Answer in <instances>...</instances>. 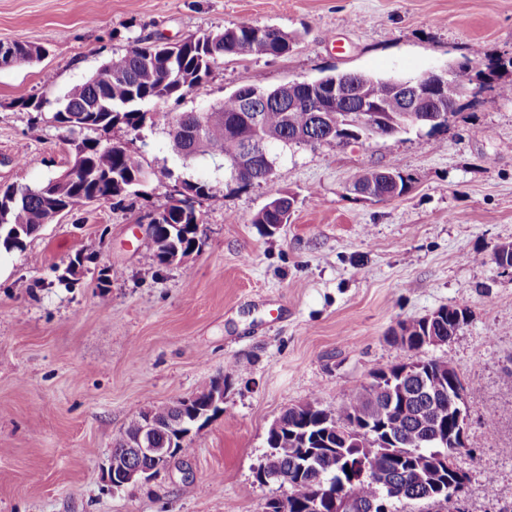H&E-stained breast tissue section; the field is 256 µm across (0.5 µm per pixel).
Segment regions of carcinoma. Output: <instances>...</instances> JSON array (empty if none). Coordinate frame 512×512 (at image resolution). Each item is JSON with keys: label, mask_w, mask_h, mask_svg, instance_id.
<instances>
[{"label": "carcinoma", "mask_w": 512, "mask_h": 512, "mask_svg": "<svg viewBox=\"0 0 512 512\" xmlns=\"http://www.w3.org/2000/svg\"><path fill=\"white\" fill-rule=\"evenodd\" d=\"M296 34L268 25L241 24L224 30L210 32L199 37L190 36L178 52L168 61L153 53V43L138 40L125 53L111 58L103 72L106 79L90 77L87 81L70 88L64 97L55 101L40 97L23 102V106L35 112H43L49 103L55 104L53 121L66 132L81 129L83 143L88 150L86 167L77 170L76 179L55 187L49 192L48 184L37 187L0 188V249L7 252L21 248L26 240L38 235L52 209H62L79 198L97 199L108 203L122 202L137 194L143 176L144 163L141 155L122 142H104L87 136L89 132H107L117 125H124L133 132L145 125L155 124L154 113L147 106L169 99H181L194 87L211 75L213 69L227 56L254 58L281 56L298 44ZM39 46L29 42L0 43V68L10 64H32L40 61ZM393 77L371 76L365 83L353 76L349 78L348 91L356 97L385 100L390 93ZM315 133L329 140L336 139V113L325 112L319 116L304 108L288 109V104L276 98V90L256 86H243L224 97V100L195 112H185L178 122V130L168 131L169 147L175 155L185 153L187 162L196 163L207 157L225 161L264 146L310 145L306 135ZM271 171L265 166L263 154L255 153L248 184L267 180ZM360 180L383 193H390L395 185L387 182L378 170H367ZM273 198L253 217L252 223L266 228L281 225L280 207ZM199 211L184 214L182 207L169 204L159 226L145 238L159 264L165 257L175 254L183 258L200 244ZM467 315L464 306L450 307L449 315L434 326L435 334L448 336L455 329L452 316ZM411 397L405 407L398 410L400 422L393 432L399 448H414L434 459L457 453L452 446L437 448L431 437L434 425L420 419L423 409L443 415V425H448V400L442 392H432L425 382L409 380ZM211 389L200 391L195 400L197 406L183 407L178 403L154 406L141 411L133 418L126 434L135 436L141 424L152 420L157 431L153 446L170 448L179 445L178 433L194 429L223 412L220 406L208 408ZM377 406L365 399L358 391L348 398L343 417L336 419L315 402H305L286 410L278 419L280 433L268 432L269 448H281L283 452L267 459L269 471L286 479L297 472L300 458L293 449L307 443L316 448L323 441L327 427L337 425L351 430L354 439L361 442L365 454L371 456L370 467L396 479L403 488L405 501H426L425 486L414 479V465L396 466L385 453L378 451L376 433L381 422L376 416ZM317 468H311L302 480L288 487V496L282 502L281 512H299V506L308 500L320 483L336 472V457L322 454L315 457ZM351 500L367 504L378 500L383 492L371 478L356 482L347 489Z\"/></svg>", "instance_id": "carcinoma-1"}]
</instances>
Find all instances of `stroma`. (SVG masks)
Listing matches in <instances>:
<instances>
[{"mask_svg":"<svg viewBox=\"0 0 512 512\" xmlns=\"http://www.w3.org/2000/svg\"><path fill=\"white\" fill-rule=\"evenodd\" d=\"M245 23L300 41L283 56L225 58L158 111H196L245 85L415 77L465 61L476 72L512 56V0H0V42L46 50L0 68V185L38 186L72 158L51 112L21 100L63 97L136 40ZM106 137L144 155L140 194L77 206L0 254V512H262L286 492L256 478L286 409L315 401L341 415L374 368L434 358L476 389L455 458L463 512H512V273L493 261L512 242V99L496 83L433 131L277 148L271 178L249 186L183 164L165 126ZM393 164L411 180L404 196L351 192L364 170ZM178 180L208 186L202 243L160 267L145 227ZM281 194L294 209L270 234L251 218ZM455 305L468 320L447 343L412 353L390 341L398 323ZM214 381L224 410L189 449L113 489L105 470L129 421Z\"/></svg>","mask_w":512,"mask_h":512,"instance_id":"stroma-1","label":"stroma"}]
</instances>
